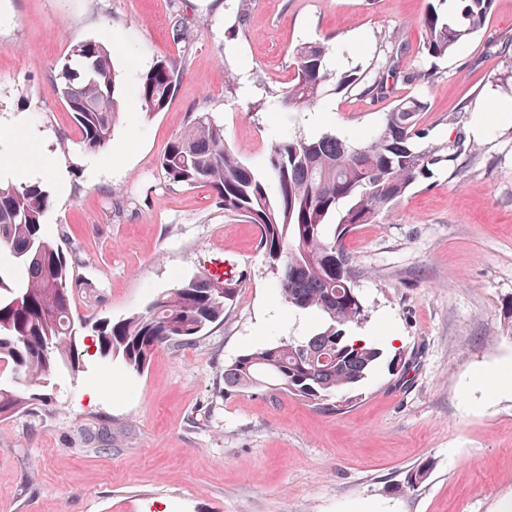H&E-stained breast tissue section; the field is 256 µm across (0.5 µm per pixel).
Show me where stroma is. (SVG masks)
<instances>
[{
  "mask_svg": "<svg viewBox=\"0 0 512 512\" xmlns=\"http://www.w3.org/2000/svg\"><path fill=\"white\" fill-rule=\"evenodd\" d=\"M0 0V121L56 153L65 189L45 222L73 274L101 287L78 314L119 320L206 270L240 278L223 323L190 345L157 350L139 373L99 354L84 333L83 369L57 376L31 414L0 420V512H503L512 503V392L475 389L474 372L512 360V123L475 135V108L512 96V0H494L484 27L437 62L422 52L427 0ZM192 24L190 41L175 23ZM108 44L124 117L108 149L88 153L51 75L71 47ZM305 41L330 48L336 71L400 69L386 95L331 94L329 121L280 108ZM185 70L168 107L148 116L132 92L158 59ZM235 90L225 93L227 76ZM422 97L419 125L444 161L375 224L346 240L368 311L360 328L386 355L363 400L329 415L281 394L224 392L239 355L307 335L313 319L267 308L279 290L259 230L224 214L208 187L168 185L160 157L191 114L224 125L230 148L263 171L277 140L331 133L359 143L394 100ZM264 100L263 111L250 105ZM67 136L68 152L59 138ZM430 461L417 490L405 470Z\"/></svg>",
  "mask_w": 512,
  "mask_h": 512,
  "instance_id": "35a3bbf8",
  "label": "stroma"
}]
</instances>
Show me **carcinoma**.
<instances>
[{"instance_id": "1", "label": "carcinoma", "mask_w": 512, "mask_h": 512, "mask_svg": "<svg viewBox=\"0 0 512 512\" xmlns=\"http://www.w3.org/2000/svg\"><path fill=\"white\" fill-rule=\"evenodd\" d=\"M434 0L422 19V51L443 59L477 33L493 0ZM328 46L303 42L294 50L295 76L279 90L282 108L303 111L324 96L364 85L368 95L388 93L395 63L375 77L354 70L338 73L328 65ZM184 73L181 63L159 59L142 75L138 97L145 114L170 104ZM56 95L72 115L83 150L108 147L122 118L119 75L107 45L96 40L73 46L52 79ZM425 108L420 97L402 98L384 113L376 133L363 144L333 134L295 137L269 147L259 174L226 143L224 125L208 113L190 116L168 143L160 167L173 185L208 186L225 213L244 218L260 231L259 245L281 298L291 309L318 317L315 329L240 355L224 367V393L275 390L322 412H346L362 397L381 365L392 371L403 358L386 361L373 342L358 344L352 330L367 318L357 291L346 238L361 224H375L431 167L443 161V147L423 145L419 127ZM52 206L40 182L0 179V251L11 261L0 270V420L31 413L46 388L63 371H80L81 320L74 296L95 295L98 286L70 276L80 263L79 248L66 253L45 232ZM242 281L201 273L158 293L142 312L118 321L91 324L97 350L117 356L141 372L156 350L188 345L213 325L224 322ZM431 463L405 473L401 490L414 491L426 481Z\"/></svg>"}]
</instances>
